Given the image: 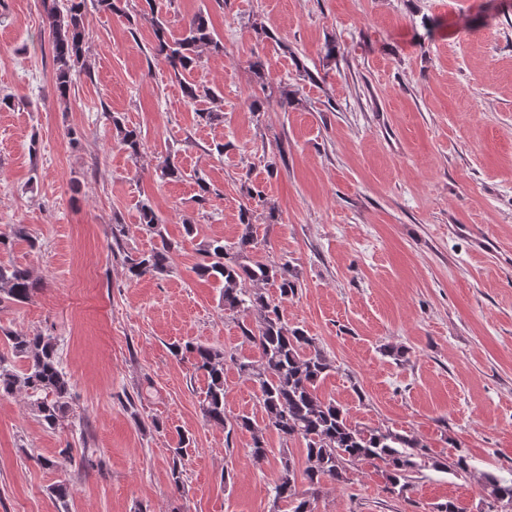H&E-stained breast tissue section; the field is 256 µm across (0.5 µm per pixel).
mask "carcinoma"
Returning a JSON list of instances; mask_svg holds the SVG:
<instances>
[{
    "instance_id": "carcinoma-1",
    "label": "carcinoma",
    "mask_w": 512,
    "mask_h": 512,
    "mask_svg": "<svg viewBox=\"0 0 512 512\" xmlns=\"http://www.w3.org/2000/svg\"><path fill=\"white\" fill-rule=\"evenodd\" d=\"M41 6L55 68V95L58 103L66 106L74 77L90 73L86 0H41ZM153 31L155 56L165 62L170 77L180 83L185 96L192 101L202 98L220 103L221 97L211 88L186 81V74L200 64L204 52L224 50L209 17L199 12L177 33L156 18ZM112 123L120 145L131 157L138 158L143 149L140 132L124 126L116 116L112 117ZM157 171L163 179L182 177L175 157L169 152L160 155ZM241 182L246 198L239 207V221L244 226L241 237L232 245L225 244L222 238L206 241L200 248L201 258L194 272L199 278L217 284L224 312L256 316L255 324L240 325L243 342L254 347L256 357L241 358L216 346L192 341L172 345V353L190 356L194 373L206 380L201 405L203 419L230 434L249 435L247 456L258 467L272 453L265 441V431L269 429L303 445L306 456L303 478H298L294 459L282 450L278 476L269 489L274 506L283 503L288 512H313V504L323 492L324 484L347 482L349 466L357 462L381 469L387 493L407 497L412 486L411 474L428 458L427 446L406 432L354 424L346 409L335 400L320 396L319 383L333 369V364L315 338L302 328L288 325L282 311V303L298 293V273L287 262L275 263L256 257L262 241L254 230L251 202L256 199L263 203L266 224L278 223V210L263 201L261 191L249 186V174L242 175ZM139 221L159 238V243L138 256H125L128 272L136 278L168 272L179 243L167 238L161 220L149 204L141 205ZM259 284L274 286L278 295L267 294L257 288ZM38 289L28 268L0 263V303H25ZM5 338L11 356L0 354V397L27 395L37 417L48 427H56L69 411L72 382L60 365L55 337L10 332ZM13 358L25 362L22 372L13 369ZM229 362L257 385L262 423L248 414L231 419L225 414L224 366ZM182 460L183 449H174L170 474L177 489L183 487ZM432 466L449 467L459 474L471 468L470 459L464 453L458 454L449 465L435 461ZM484 490L493 501L512 504V472L507 477L485 474Z\"/></svg>"
}]
</instances>
